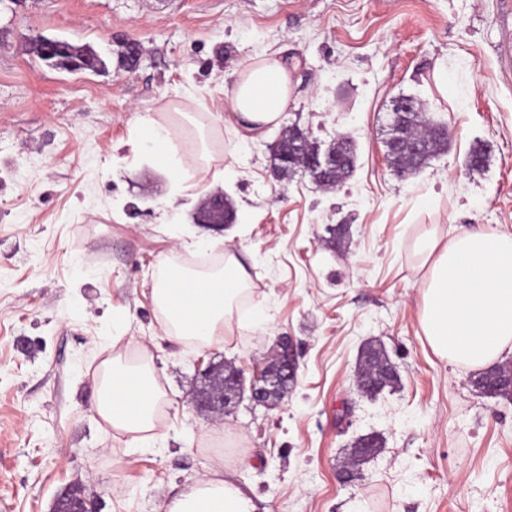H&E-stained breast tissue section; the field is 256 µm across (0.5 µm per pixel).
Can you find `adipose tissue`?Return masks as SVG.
Returning a JSON list of instances; mask_svg holds the SVG:
<instances>
[{
  "instance_id": "ef3b65f1",
  "label": "adipose tissue",
  "mask_w": 512,
  "mask_h": 512,
  "mask_svg": "<svg viewBox=\"0 0 512 512\" xmlns=\"http://www.w3.org/2000/svg\"><path fill=\"white\" fill-rule=\"evenodd\" d=\"M291 96V76L277 54L245 59L228 95L237 139L254 142L268 126L279 125ZM139 139L158 165L169 168L179 195L195 196L198 185L191 174L215 181L224 177L223 170L213 169L206 147L192 152L191 166H184L179 145L164 124L141 120ZM413 248L421 283L420 327L433 352L472 370L512 355V234L476 229L449 238L432 230L418 236ZM248 289V269L228 241L221 267L197 271L163 264L151 295L172 340L208 346L241 327L240 308ZM97 394L102 421L129 434L131 447H153L164 393L149 355L136 364L117 357L105 362ZM223 467L215 462L167 512H256L251 493L221 477Z\"/></svg>"
}]
</instances>
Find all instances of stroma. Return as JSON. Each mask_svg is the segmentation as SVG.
I'll return each mask as SVG.
<instances>
[{
    "mask_svg": "<svg viewBox=\"0 0 512 512\" xmlns=\"http://www.w3.org/2000/svg\"><path fill=\"white\" fill-rule=\"evenodd\" d=\"M40 36L87 45L98 73L48 67ZM140 59L126 65L123 43ZM291 71L281 128L240 145L226 93L248 56ZM420 98L448 126L445 153L397 177L385 139L390 101ZM219 113L210 146L236 221L198 223L201 198L171 199L135 141L139 120ZM298 125L355 142L356 170L325 191L277 180L269 142ZM490 147L483 168L474 146ZM350 227L330 248L328 227ZM512 233V0H12L0 9V512H51L69 486L101 512H165L213 464L211 433L243 436L235 479L258 512H512V401L481 395L471 370L440 359L420 328L415 238L423 231ZM212 248L189 253L182 240ZM232 237L264 329L196 348L170 341L151 297L162 261L207 266ZM290 336L297 386L273 406L223 414L191 404L197 359L252 371ZM375 341L399 383L356 389ZM147 346L165 392L154 447H129L96 412L103 362ZM385 439L362 478L339 482L360 435Z\"/></svg>",
    "mask_w": 512,
    "mask_h": 512,
    "instance_id": "35a3bbf8",
    "label": "stroma"
}]
</instances>
